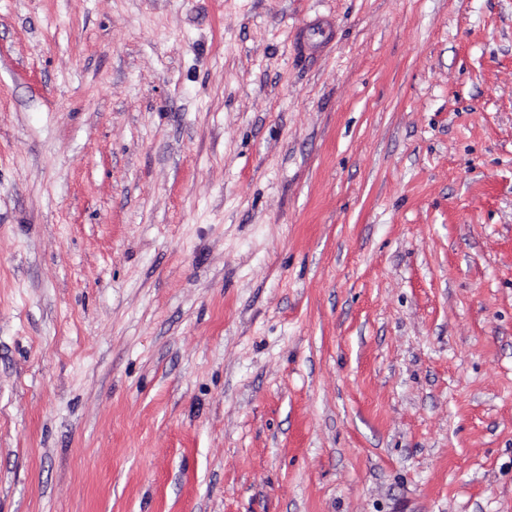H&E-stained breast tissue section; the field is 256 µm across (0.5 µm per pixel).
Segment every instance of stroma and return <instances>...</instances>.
Returning a JSON list of instances; mask_svg holds the SVG:
<instances>
[{"mask_svg": "<svg viewBox=\"0 0 512 512\" xmlns=\"http://www.w3.org/2000/svg\"><path fill=\"white\" fill-rule=\"evenodd\" d=\"M0 512H512V0H0Z\"/></svg>", "mask_w": 512, "mask_h": 512, "instance_id": "35a3bbf8", "label": "stroma"}]
</instances>
